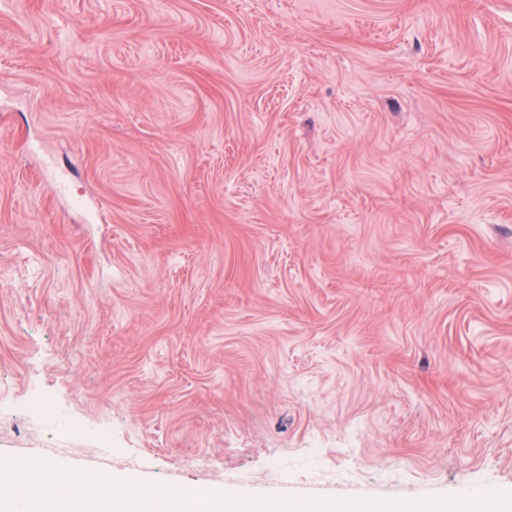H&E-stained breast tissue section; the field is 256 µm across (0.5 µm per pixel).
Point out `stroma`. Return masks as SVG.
<instances>
[{"mask_svg": "<svg viewBox=\"0 0 512 512\" xmlns=\"http://www.w3.org/2000/svg\"><path fill=\"white\" fill-rule=\"evenodd\" d=\"M30 448L512 493V0H0V456Z\"/></svg>", "mask_w": 512, "mask_h": 512, "instance_id": "stroma-1", "label": "stroma"}]
</instances>
